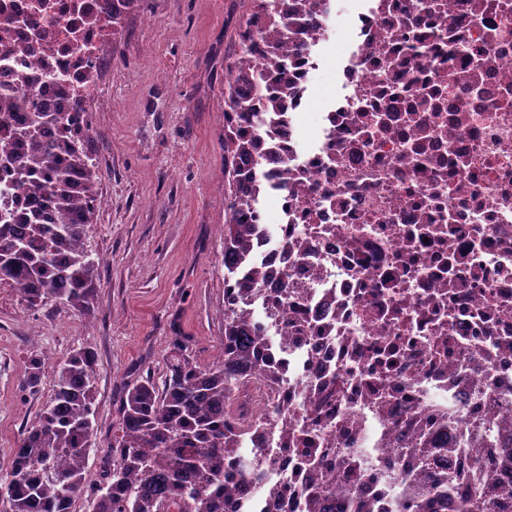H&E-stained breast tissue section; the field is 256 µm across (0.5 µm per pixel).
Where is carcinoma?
<instances>
[{
	"label": "carcinoma",
	"instance_id": "obj_1",
	"mask_svg": "<svg viewBox=\"0 0 512 512\" xmlns=\"http://www.w3.org/2000/svg\"><path fill=\"white\" fill-rule=\"evenodd\" d=\"M239 34L240 59L224 95V295L235 285L236 261L250 250L255 225L247 222L252 198L240 187L244 178L264 173L258 132L272 112L288 104L289 25L317 18V0H252ZM141 0H123L112 10V35ZM9 98L0 95V127L12 130L0 140V168L18 178L37 173L26 183L35 205L20 225L0 224V283L30 282L18 294L26 309L38 311L51 302L80 315L94 309L100 261L91 257L84 226L101 204L98 169L84 141L62 136L43 139L60 113L36 100L17 122ZM262 331L250 313L232 303L224 306V344L212 367L197 363L184 336L172 338L166 374L127 387L118 434L103 462L100 480H87L94 436L90 383L97 355L83 346L48 366L30 354L21 389L33 391L51 374L52 394L36 421L25 431L9 470L0 476V499L9 512H224V499L237 487L229 480L245 475L228 455L261 429H242L228 411L231 385L251 373L260 356Z\"/></svg>",
	"mask_w": 512,
	"mask_h": 512
}]
</instances>
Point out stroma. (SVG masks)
Masks as SVG:
<instances>
[{
	"mask_svg": "<svg viewBox=\"0 0 512 512\" xmlns=\"http://www.w3.org/2000/svg\"><path fill=\"white\" fill-rule=\"evenodd\" d=\"M251 0H143L103 61L86 103L85 147L102 174V203L85 225L101 260L95 310L59 304L30 311L15 291L0 295V468H8L51 393L21 391L29 354L47 365L94 349L96 408L88 478L97 480L120 418L125 385L162 379L176 336L203 365L224 341V86ZM348 50L344 16L331 21L300 131L341 91L336 67Z\"/></svg>",
	"mask_w": 512,
	"mask_h": 512,
	"instance_id": "35a3bbf8",
	"label": "stroma"
}]
</instances>
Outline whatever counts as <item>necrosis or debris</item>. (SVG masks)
Wrapping results in <instances>:
<instances>
[{
  "label": "necrosis or debris",
  "instance_id": "1",
  "mask_svg": "<svg viewBox=\"0 0 512 512\" xmlns=\"http://www.w3.org/2000/svg\"><path fill=\"white\" fill-rule=\"evenodd\" d=\"M335 10L291 35L295 93L263 183L241 185L248 262L275 274L239 283L278 375L229 397L265 426L235 452L247 512H307L313 480L320 512H403L414 474L437 512H466L474 471L512 494V0H353L342 93L304 139ZM4 18L0 94L24 109L64 88L59 128L86 138L112 0H0Z\"/></svg>",
  "mask_w": 512,
  "mask_h": 512
}]
</instances>
